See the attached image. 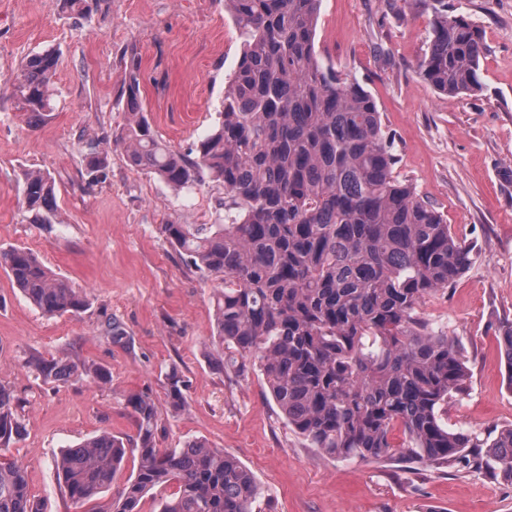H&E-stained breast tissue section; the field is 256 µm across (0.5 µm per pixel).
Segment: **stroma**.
<instances>
[{"label":"stroma","mask_w":512,"mask_h":512,"mask_svg":"<svg viewBox=\"0 0 512 512\" xmlns=\"http://www.w3.org/2000/svg\"><path fill=\"white\" fill-rule=\"evenodd\" d=\"M483 31L479 91L450 97L418 73L430 11L419 0H322L320 59L372 95L398 157L396 173L472 248L453 288L427 296L421 316L462 352L468 390L443 415L481 435L512 425V384L493 345L512 320V0H449ZM54 50L51 110L30 121L14 91L27 57ZM240 40L224 0H93L87 17L59 0H0V248L24 246L79 288V315L47 317L0 269V384L19 397L25 434L11 456L44 512H77L57 478L62 449L103 431L132 438L128 394L150 392L159 444L199 439L233 453L262 489L260 512H512V483L462 468L403 470L323 458L290 427L263 375L224 372L213 342L218 281L187 265L164 224H220L224 187L176 190L133 168L116 133L127 121L123 81L139 63L140 100L154 130L180 152L218 120ZM106 155L91 182L89 143ZM55 180L52 221L30 223L25 172ZM123 324L113 344L108 320ZM61 357L104 368L109 382L60 385L32 368ZM189 406L175 415L167 375Z\"/></svg>","instance_id":"obj_1"}]
</instances>
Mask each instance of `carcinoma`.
<instances>
[{
  "instance_id": "cac0c4a2",
  "label": "carcinoma",
  "mask_w": 512,
  "mask_h": 512,
  "mask_svg": "<svg viewBox=\"0 0 512 512\" xmlns=\"http://www.w3.org/2000/svg\"><path fill=\"white\" fill-rule=\"evenodd\" d=\"M321 2L224 0L240 57L196 157L170 149L152 128L133 60L124 79L129 119L116 138L132 166L176 189L207 179L224 186V223L163 224L161 232L195 269L221 281L215 339L228 350L225 372L258 367L288 425L332 459L473 469L512 482V426L489 440L442 421L449 400L466 392L469 372L443 328L418 313L465 273L471 249L395 175L397 155L373 97L319 59ZM419 2L432 12L421 77L449 96L476 92L480 27L448 0ZM56 67L51 51L22 66L20 99L36 120L50 109ZM85 159L100 178L106 163L96 145ZM22 192L31 223H50L52 175L26 172ZM0 268L48 316L88 306L26 247L1 249ZM494 341L512 382V320L501 322ZM32 366L65 384L109 378L94 363ZM125 402L133 448L103 432L61 452L56 469L72 503L109 491L131 451L136 472L111 512H142L147 496L167 488L155 512H253L261 488L235 455L200 440L160 448L152 394ZM23 433L12 392L0 384V512H42L25 469L6 455Z\"/></svg>"
}]
</instances>
